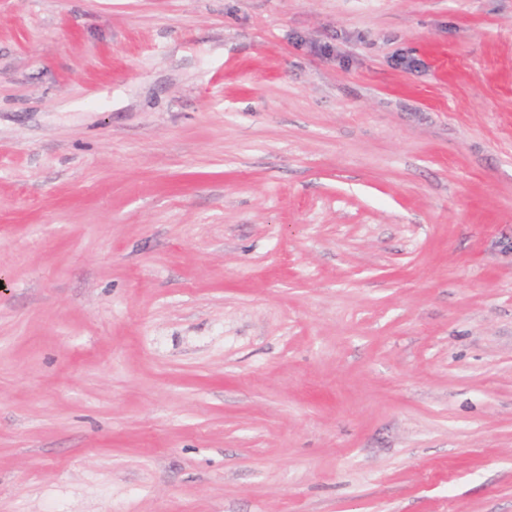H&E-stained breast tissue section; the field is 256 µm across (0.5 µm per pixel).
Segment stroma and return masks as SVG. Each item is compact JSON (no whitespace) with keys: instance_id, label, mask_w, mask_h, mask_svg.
<instances>
[{"instance_id":"35a3bbf8","label":"stroma","mask_w":512,"mask_h":512,"mask_svg":"<svg viewBox=\"0 0 512 512\" xmlns=\"http://www.w3.org/2000/svg\"><path fill=\"white\" fill-rule=\"evenodd\" d=\"M0 512H512V0H0Z\"/></svg>"}]
</instances>
